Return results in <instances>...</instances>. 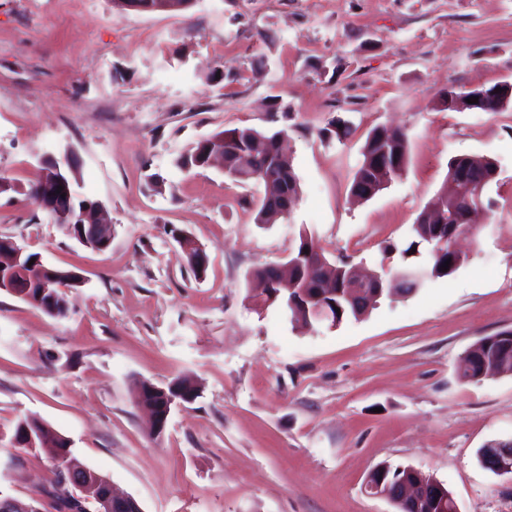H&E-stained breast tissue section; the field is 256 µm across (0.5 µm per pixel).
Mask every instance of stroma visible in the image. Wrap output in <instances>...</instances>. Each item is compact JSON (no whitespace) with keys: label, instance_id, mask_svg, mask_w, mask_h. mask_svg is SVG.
<instances>
[{"label":"stroma","instance_id":"stroma-1","mask_svg":"<svg viewBox=\"0 0 512 512\" xmlns=\"http://www.w3.org/2000/svg\"><path fill=\"white\" fill-rule=\"evenodd\" d=\"M512 80V0H198L117 14L112 0H0V236L79 268L54 318L0 290V493L49 486L13 447L19 417L67 437L143 512H395L364 484L378 466L443 484L458 512H512V475L479 451L512 440V376L468 382L459 359L512 330V109L452 112L449 87ZM340 117L350 133L328 126ZM397 125L408 163L356 201L373 128ZM283 132L300 182L288 217L255 221L261 184L180 163L201 139ZM103 203L112 244L66 235L24 193L45 155ZM458 155L499 175L468 258L366 316L309 329L257 310L247 274L285 262L299 231L332 261L391 273ZM204 245V278L177 239ZM396 244L386 252L387 244ZM192 376L199 395L151 434L136 381Z\"/></svg>","mask_w":512,"mask_h":512}]
</instances>
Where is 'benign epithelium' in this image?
Segmentation results:
<instances>
[{"instance_id":"obj_1","label":"benign epithelium","mask_w":512,"mask_h":512,"mask_svg":"<svg viewBox=\"0 0 512 512\" xmlns=\"http://www.w3.org/2000/svg\"><path fill=\"white\" fill-rule=\"evenodd\" d=\"M191 6L188 0H149L145 3L143 0H123L122 7L125 11L133 12H169L174 10H184ZM500 92H487L482 86H473L463 90L455 87L448 88L446 97L447 106L451 109L456 107L463 108V102L471 97L478 99V102L468 105V110L477 112L485 106L486 99L494 96L501 100H507L512 97V83H503L499 85ZM454 170L457 179L461 184L460 192L464 193L471 188L472 182L467 180V174L475 164L473 156H455L453 157ZM68 158L61 160L52 155H46L40 160L43 167H51V170L43 171L44 179L41 182V190L38 196V204L51 219H65L72 216L65 201L72 200L75 196L74 187L65 183L59 177V173L68 170L66 166ZM63 190H58V187ZM448 204L445 198H439L432 202L428 214L430 220L444 223L446 221H466L471 222L474 213L486 209V203L475 200V203H467L463 213L447 217L444 209ZM81 218L84 222L80 223L78 240L85 245H94L102 249L107 248L112 243L113 226L105 213L102 203H97L94 207L82 211ZM26 251L14 240H3L0 242V289L7 290L15 296L26 300H32L27 292H19L10 287L8 280L13 276L20 274L31 277L40 284V295L51 293L55 287L53 270L50 266L41 261L33 265L24 262ZM354 281L347 288L346 299L360 308L370 309L373 299L386 290L389 295H403L402 284L408 280H419L420 274L413 270H400L383 278L378 272H362L359 269H353ZM293 316L306 321L329 322L331 326L338 325L335 313L329 306L320 303L315 306H297L291 305ZM149 395L152 400H147L143 391L136 392L137 401L147 409L151 417V426L154 433L161 434L165 428L171 411L175 407H182L184 403L175 396L168 394L167 390L155 385H148ZM72 444L61 449V454L66 459V464L62 470L61 479L63 483L71 487L72 496L78 502L83 512H142L138 502L129 496H122L114 492L112 483L108 476L103 474H92L83 467L77 460L73 459L69 449ZM482 462L490 470L499 473H512V444L505 442L492 443L485 447L482 452ZM407 471L415 476L414 481H409L402 477L394 483L384 480L386 470L378 471V474H369L366 483V492L374 497H380L391 502L398 512H405L410 509L412 512H425L429 504L433 501H448V512H458L456 502L452 495L445 493L440 482L431 478L425 479L421 472L409 467ZM39 499L35 496L30 498L19 497H0V512H41L38 507Z\"/></svg>"}]
</instances>
